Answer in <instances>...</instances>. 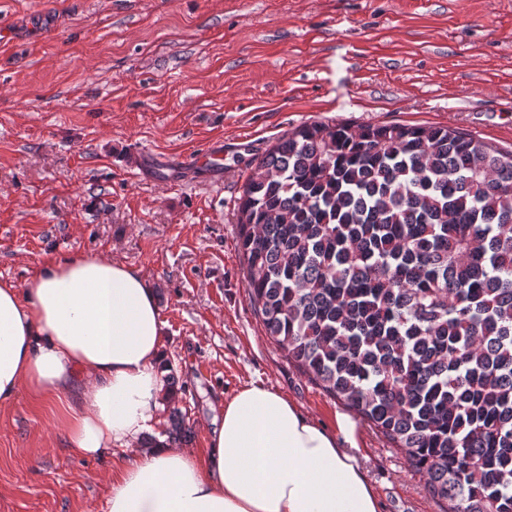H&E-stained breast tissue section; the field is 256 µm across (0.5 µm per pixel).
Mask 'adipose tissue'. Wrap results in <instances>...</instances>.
<instances>
[{
    "mask_svg": "<svg viewBox=\"0 0 512 512\" xmlns=\"http://www.w3.org/2000/svg\"><path fill=\"white\" fill-rule=\"evenodd\" d=\"M163 326L143 274L99 256L0 283V406L24 391L61 401L73 456L126 450L107 512H380L355 421L338 415L328 433L262 383L225 400L206 462L162 437L141 448L169 395Z\"/></svg>",
    "mask_w": 512,
    "mask_h": 512,
    "instance_id": "adipose-tissue-1",
    "label": "adipose tissue"
}]
</instances>
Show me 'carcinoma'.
Listing matches in <instances>:
<instances>
[{"instance_id": "carcinoma-1", "label": "carcinoma", "mask_w": 512, "mask_h": 512, "mask_svg": "<svg viewBox=\"0 0 512 512\" xmlns=\"http://www.w3.org/2000/svg\"><path fill=\"white\" fill-rule=\"evenodd\" d=\"M266 334L448 512H512V151L443 125L305 123L237 207ZM191 431L173 409L169 435Z\"/></svg>"}]
</instances>
